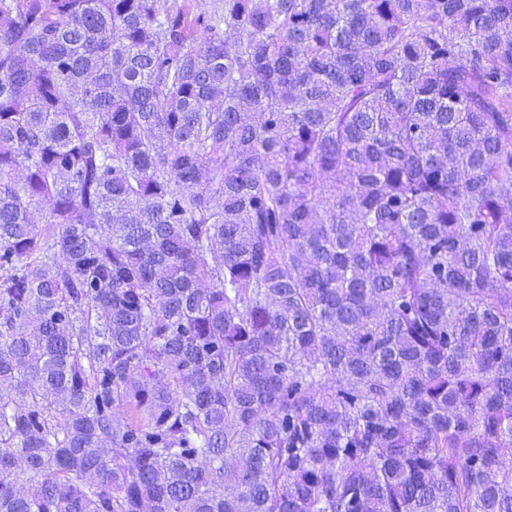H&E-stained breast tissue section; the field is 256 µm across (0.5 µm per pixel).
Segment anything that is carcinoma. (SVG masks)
<instances>
[{
  "mask_svg": "<svg viewBox=\"0 0 512 512\" xmlns=\"http://www.w3.org/2000/svg\"><path fill=\"white\" fill-rule=\"evenodd\" d=\"M0 512H512V0H0Z\"/></svg>",
  "mask_w": 512,
  "mask_h": 512,
  "instance_id": "1",
  "label": "carcinoma"
}]
</instances>
